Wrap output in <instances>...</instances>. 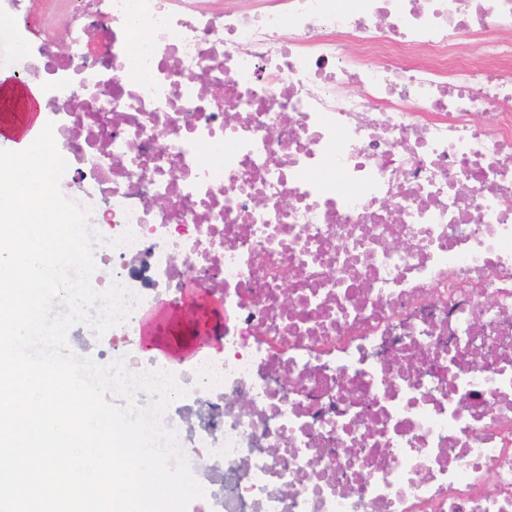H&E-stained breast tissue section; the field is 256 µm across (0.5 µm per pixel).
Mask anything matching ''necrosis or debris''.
I'll list each match as a JSON object with an SVG mask.
<instances>
[{"label":"necrosis or debris","instance_id":"1","mask_svg":"<svg viewBox=\"0 0 512 512\" xmlns=\"http://www.w3.org/2000/svg\"><path fill=\"white\" fill-rule=\"evenodd\" d=\"M66 37L57 148L113 279L151 254L99 364L224 307L163 417L207 512H512V0H79ZM212 307L214 308L212 312V318H213V330L209 336L206 338L209 340L204 345H196V344H188L186 347L182 349H174L166 343V340H168L165 336L161 335L163 331H158L157 336L159 337L160 343L169 348L172 352H174L177 356L181 355H188L191 353L194 349L201 348L202 346H211L212 349L215 351L219 350V348L222 345V341H220V333H224V307L222 308L219 304H213ZM168 315H173V312L169 311L166 308H158L155 310L149 311L145 317L142 320L141 329H140V335L143 344H146L147 347L151 346V348H156L159 350V356L161 357H168L170 354V351L167 348L161 347L160 344L157 342L156 336H155V325L156 323L162 319L165 318Z\"/></svg>","mask_w":512,"mask_h":512}]
</instances>
